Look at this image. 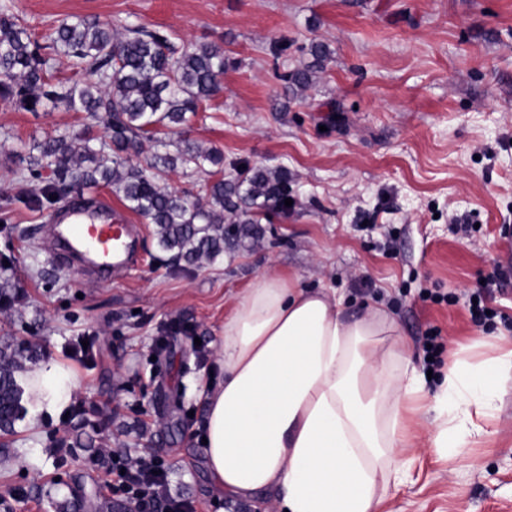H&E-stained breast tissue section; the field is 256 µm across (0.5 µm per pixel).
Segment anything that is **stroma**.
<instances>
[{
    "instance_id": "stroma-1",
    "label": "stroma",
    "mask_w": 512,
    "mask_h": 512,
    "mask_svg": "<svg viewBox=\"0 0 512 512\" xmlns=\"http://www.w3.org/2000/svg\"><path fill=\"white\" fill-rule=\"evenodd\" d=\"M35 34L77 16L144 25L176 48L224 49L222 89L189 124L188 136L224 154V172L248 165L288 173V210L262 209L254 236L215 261L174 270L153 225L138 224L135 266L104 282L54 259L50 203L20 199L29 158L46 139L81 132L83 114L27 112L0 99V253L13 256L0 281L17 295L0 310V337L39 344L73 370L71 403L103 410L96 452L78 464L111 504L104 482L113 452L158 454L171 493L196 512H261L270 492L239 498L218 491L197 429L198 397L216 364L218 336L235 298L266 270L303 288L328 287L348 315L384 307L423 363L438 329L444 364L479 361L512 345V328L472 321L467 296L512 316V282L485 287L512 264V0H0ZM307 72V84L287 75ZM437 289L438 298L425 296ZM96 336L91 359L73 349ZM433 374L401 455L409 476L382 512H512V379L470 436L467 457L449 467L427 444L435 426ZM70 438L59 416L38 428L19 422L0 452V495L17 486L14 512H55L68 477Z\"/></svg>"
}]
</instances>
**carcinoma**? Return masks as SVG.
<instances>
[{"instance_id":"obj_1","label":"carcinoma","mask_w":512,"mask_h":512,"mask_svg":"<svg viewBox=\"0 0 512 512\" xmlns=\"http://www.w3.org/2000/svg\"><path fill=\"white\" fill-rule=\"evenodd\" d=\"M42 39L54 57L38 54V41L18 16L0 14V97L31 112L48 101L93 119L104 116L109 141L95 143L86 128L74 137L39 144L34 166L50 169L54 179L44 185L28 181L25 195L30 200H62L78 187L110 186L128 210L155 226L157 246L169 261L186 270L222 255L224 244L246 235V225L259 223L249 210L271 199L282 205L288 198V172L256 167L210 182L202 200L161 188L157 178L164 169L204 171L224 164L219 150H203L189 139L181 140L173 154L167 142L156 141L157 151L144 166L133 159L141 151V139L158 127L186 124L219 91L222 48L206 43L179 53L158 31L126 25L116 37L109 24L83 17L61 21ZM62 67L92 79H74L59 93L52 80ZM105 148L113 149L110 168L98 158ZM38 359V351L23 340L0 342V444L6 448L28 414L24 376L28 364ZM73 413L81 428L93 426L92 418L101 416L94 404L77 406ZM48 441L51 448L84 449L94 447L95 439L78 434L67 443L51 434ZM66 486L68 495L55 503L57 512H100L102 504L87 476L74 474Z\"/></svg>"}]
</instances>
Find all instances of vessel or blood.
Instances as JSON below:
<instances>
[{
	"instance_id": "obj_1",
	"label": "vessel or blood",
	"mask_w": 512,
	"mask_h": 512,
	"mask_svg": "<svg viewBox=\"0 0 512 512\" xmlns=\"http://www.w3.org/2000/svg\"><path fill=\"white\" fill-rule=\"evenodd\" d=\"M55 247L104 272L130 268L135 260L132 225L106 204L93 211L64 206L55 221Z\"/></svg>"
}]
</instances>
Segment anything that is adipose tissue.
Here are the masks:
<instances>
[{
  "label": "adipose tissue",
  "instance_id": "obj_1",
  "mask_svg": "<svg viewBox=\"0 0 512 512\" xmlns=\"http://www.w3.org/2000/svg\"><path fill=\"white\" fill-rule=\"evenodd\" d=\"M410 354L384 309L351 318L335 289L261 275L225 317L220 375L202 389L200 435L217 486L239 497L269 491L278 512H377L405 473L400 450L424 387ZM511 378L512 348L481 364L455 361L431 447L464 457L473 416L489 415ZM26 379L39 413L61 410L76 387L53 360Z\"/></svg>",
  "mask_w": 512,
  "mask_h": 512
}]
</instances>
